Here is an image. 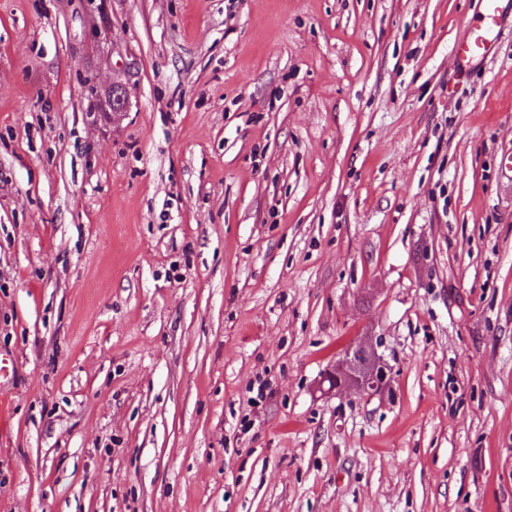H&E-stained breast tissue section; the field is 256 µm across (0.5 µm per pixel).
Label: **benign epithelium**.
Segmentation results:
<instances>
[{
  "mask_svg": "<svg viewBox=\"0 0 512 512\" xmlns=\"http://www.w3.org/2000/svg\"><path fill=\"white\" fill-rule=\"evenodd\" d=\"M329 379L333 381V389H353L368 396L382 395L390 385L383 357L361 342L349 347Z\"/></svg>",
  "mask_w": 512,
  "mask_h": 512,
  "instance_id": "1",
  "label": "benign epithelium"
}]
</instances>
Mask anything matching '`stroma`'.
I'll use <instances>...</instances> for the list:
<instances>
[{
  "mask_svg": "<svg viewBox=\"0 0 512 512\" xmlns=\"http://www.w3.org/2000/svg\"><path fill=\"white\" fill-rule=\"evenodd\" d=\"M480 2L0 0V512H512ZM330 389H353L368 396L383 395L389 389L387 364L375 349L365 343L349 347L329 376Z\"/></svg>",
  "mask_w": 512,
  "mask_h": 512,
  "instance_id": "obj_1",
  "label": "stroma"
}]
</instances>
